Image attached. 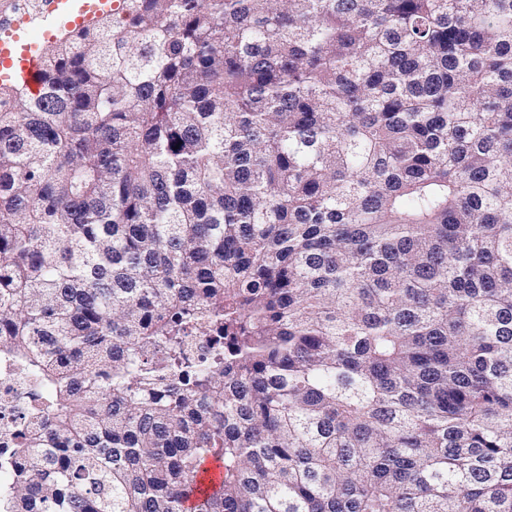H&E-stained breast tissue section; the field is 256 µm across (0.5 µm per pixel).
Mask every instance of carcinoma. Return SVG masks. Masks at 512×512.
Listing matches in <instances>:
<instances>
[{"mask_svg": "<svg viewBox=\"0 0 512 512\" xmlns=\"http://www.w3.org/2000/svg\"><path fill=\"white\" fill-rule=\"evenodd\" d=\"M39 83L0 512H512V0H119Z\"/></svg>", "mask_w": 512, "mask_h": 512, "instance_id": "1", "label": "carcinoma"}]
</instances>
